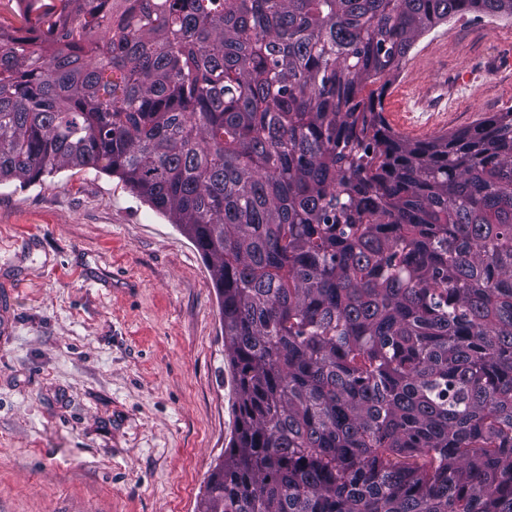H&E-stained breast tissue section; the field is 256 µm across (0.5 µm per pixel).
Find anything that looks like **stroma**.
<instances>
[{"instance_id": "stroma-1", "label": "stroma", "mask_w": 512, "mask_h": 512, "mask_svg": "<svg viewBox=\"0 0 512 512\" xmlns=\"http://www.w3.org/2000/svg\"><path fill=\"white\" fill-rule=\"evenodd\" d=\"M512 20L452 16L384 92L427 140L512 107ZM471 71L464 99L446 77ZM220 301L171 219L118 178L0 183V512H198L235 427Z\"/></svg>"}]
</instances>
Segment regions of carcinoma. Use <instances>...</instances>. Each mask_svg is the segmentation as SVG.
<instances>
[{
    "label": "carcinoma",
    "instance_id": "carcinoma-1",
    "mask_svg": "<svg viewBox=\"0 0 512 512\" xmlns=\"http://www.w3.org/2000/svg\"><path fill=\"white\" fill-rule=\"evenodd\" d=\"M512 0H30L0 182L118 177L208 261L236 426L198 512H512V108L387 123L417 39Z\"/></svg>",
    "mask_w": 512,
    "mask_h": 512
}]
</instances>
